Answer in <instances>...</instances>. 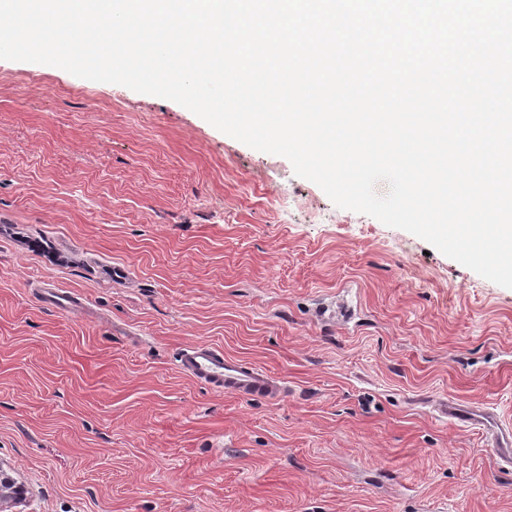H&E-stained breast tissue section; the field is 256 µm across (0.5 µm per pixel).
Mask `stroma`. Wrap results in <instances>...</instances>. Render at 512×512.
<instances>
[{
	"label": "stroma",
	"mask_w": 512,
	"mask_h": 512,
	"mask_svg": "<svg viewBox=\"0 0 512 512\" xmlns=\"http://www.w3.org/2000/svg\"><path fill=\"white\" fill-rule=\"evenodd\" d=\"M197 342L287 398L186 377ZM443 401L512 425V289L174 101L0 60V512H512ZM41 299L46 305L72 314L83 309L82 303L77 298L71 295H63L54 288H44L41 290Z\"/></svg>",
	"instance_id": "35a3bbf8"
}]
</instances>
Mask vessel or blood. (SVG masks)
<instances>
[{
    "label": "vessel or blood",
    "instance_id": "1",
    "mask_svg": "<svg viewBox=\"0 0 512 512\" xmlns=\"http://www.w3.org/2000/svg\"><path fill=\"white\" fill-rule=\"evenodd\" d=\"M41 299L46 305L72 314L82 309L77 298L52 288L43 289ZM177 365L184 375L219 394L238 398L260 396L271 402L282 401L288 395V384L283 379L252 362L228 356L223 348L210 343L185 345L179 352ZM440 412L450 420L492 429V442L499 459L512 464V431L493 430L492 418L486 410L479 407L463 410L446 402Z\"/></svg>",
    "mask_w": 512,
    "mask_h": 512
}]
</instances>
